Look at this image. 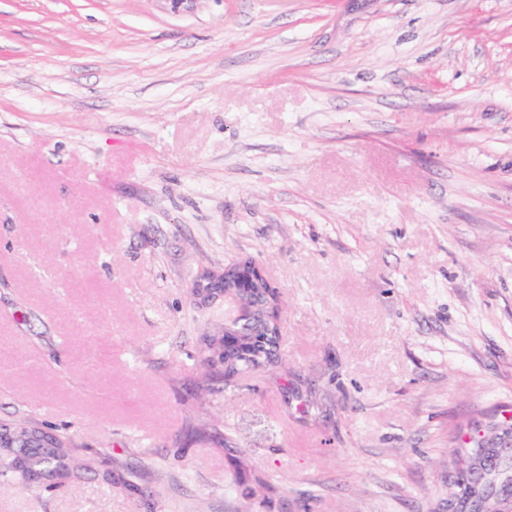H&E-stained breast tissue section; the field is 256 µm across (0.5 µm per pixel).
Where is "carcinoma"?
<instances>
[{"label":"carcinoma","mask_w":512,"mask_h":512,"mask_svg":"<svg viewBox=\"0 0 512 512\" xmlns=\"http://www.w3.org/2000/svg\"><path fill=\"white\" fill-rule=\"evenodd\" d=\"M243 302V316L224 324L221 336L202 340L199 361L210 375L225 380L266 370L278 363L281 291L252 257L242 256L216 275L205 273L192 286L191 295L204 303L220 293ZM499 464L478 477L457 482V494L471 512H480L492 495L512 492V456L499 455ZM67 435L25 419H0V478L28 486L61 484L88 468Z\"/></svg>","instance_id":"carcinoma-1"}]
</instances>
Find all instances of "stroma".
<instances>
[{
  "label": "stroma",
  "instance_id": "stroma-1",
  "mask_svg": "<svg viewBox=\"0 0 512 512\" xmlns=\"http://www.w3.org/2000/svg\"><path fill=\"white\" fill-rule=\"evenodd\" d=\"M0 418L99 455L0 512H448L512 425V0H0ZM220 292L240 298L244 315L224 323L222 336L203 338L198 358L201 366L211 376L221 375L226 381L275 366L281 337L280 288L252 257L242 256L219 275H201L194 282L191 295L198 304Z\"/></svg>",
  "mask_w": 512,
  "mask_h": 512
}]
</instances>
